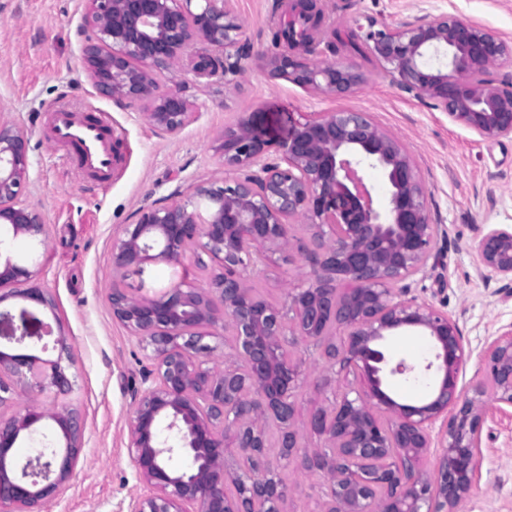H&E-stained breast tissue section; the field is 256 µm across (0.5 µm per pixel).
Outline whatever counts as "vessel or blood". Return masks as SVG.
<instances>
[{"label": "vessel or blood", "mask_w": 512, "mask_h": 512, "mask_svg": "<svg viewBox=\"0 0 512 512\" xmlns=\"http://www.w3.org/2000/svg\"><path fill=\"white\" fill-rule=\"evenodd\" d=\"M48 123L55 142L65 145L72 163L86 175L107 182L112 176V127L102 117L52 109Z\"/></svg>", "instance_id": "vessel-or-blood-1"}]
</instances>
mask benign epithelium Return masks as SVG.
I'll return each instance as SVG.
<instances>
[{"label": "benign epithelium", "mask_w": 512, "mask_h": 512, "mask_svg": "<svg viewBox=\"0 0 512 512\" xmlns=\"http://www.w3.org/2000/svg\"><path fill=\"white\" fill-rule=\"evenodd\" d=\"M231 0H89L80 29L84 69L99 93L120 106H140L159 134L178 135L198 119L181 90L162 92L183 55L204 54L200 68L224 58V73L254 59L274 80L317 96L343 98L363 82L355 65L336 58L330 40L287 52L242 42ZM298 12L319 29L317 0H297ZM357 37L380 71L400 90L484 141L512 136V41L455 13L409 17L395 27L370 16L354 20ZM224 174L189 185L161 204L143 207L112 241V273L145 261L213 271L202 288L183 280L143 299L130 289L109 294L112 317L140 339L152 369L144 372L129 422V448L142 491L117 512H258L265 502L281 512L288 484L274 463L297 466L327 480L318 512H457L477 486V448L484 398L512 407V324L483 355V378L464 389L466 360L457 324L436 307L409 296L407 280L441 262L434 250L428 194L412 157L367 112H312L288 139L272 144L242 118L224 130ZM30 139L0 120V236L42 241V214L22 196L29 182ZM388 182L385 207L373 205L364 170ZM313 229L311 268L288 289V311L256 299L246 272L268 253L292 248L291 224ZM470 249L489 276L512 293V225L491 224ZM37 272L0 252V303L20 297L53 307L43 289L28 288ZM230 327L234 340L224 368L210 365L208 339ZM418 331L430 338L434 371L428 396L400 403L385 386L414 371L381 350L389 336ZM66 349L63 335L23 309L19 321L0 312V340L19 347L47 338ZM300 342L324 347L360 379L333 405L316 409L308 429L323 442L303 444L297 392L301 363L288 349ZM28 390L65 394L72 381L61 359L0 351V403L25 372ZM45 414L35 408L0 415V512H44L67 482L82 450L84 421L74 408L53 415L64 452L21 463L13 449ZM443 421L438 438L431 426ZM436 448L435 468L422 461ZM235 494L227 493V486Z\"/></svg>", "instance_id": "7a95c632"}]
</instances>
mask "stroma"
I'll return each instance as SVG.
<instances>
[{
    "instance_id": "35a3bbf8",
    "label": "stroma",
    "mask_w": 512,
    "mask_h": 512,
    "mask_svg": "<svg viewBox=\"0 0 512 512\" xmlns=\"http://www.w3.org/2000/svg\"><path fill=\"white\" fill-rule=\"evenodd\" d=\"M87 6V0H0V117L29 134L31 166L23 201L38 209L46 223L45 244L21 235L9 241L6 251L37 270L38 284L53 297L54 308L38 306L34 312L45 321H59L69 346L64 357L36 346L32 354L61 358L73 383L66 395L16 393L0 411L12 414L34 406L45 414L19 443V456L31 448L63 446L51 418L61 407L78 409L84 419L74 474L47 512H115L118 503L129 502L140 491L128 425L147 360L138 338L112 317V240L142 207L221 175L219 139L244 117L252 119L265 139L279 142L307 113L363 111L403 143L427 189L430 218L438 227L436 248L444 255L443 263L415 276L411 293L456 322L468 353L461 385L480 375L486 345L512 323V295L486 280L468 245L481 225L512 224V137L488 142L455 126L443 113L393 86L366 51L348 45L338 55L356 65L363 83L342 99L318 97L271 79L252 60L245 61L240 77L201 75L193 68L195 54H186L176 80L161 79L160 88L183 86L200 117L177 137L162 136L138 108L117 105L92 86L81 60L80 28ZM290 6L291 0L231 2L244 39L263 46L270 45L272 29ZM321 6L328 39L347 37L354 17L361 14L393 26L424 9L478 20L512 39V0H321ZM60 103L79 114H109L117 150L111 182H90L70 166L66 148L51 142L46 113ZM291 231L289 262H270L248 275L250 287L280 308L287 304V286L310 274L303 249L313 243L312 230L299 221ZM180 277L178 268L145 262L127 272L122 284L150 298ZM383 349L392 360L415 367L410 375L391 380L393 397L401 402L425 398L432 380L425 369L432 353L429 338L402 332L388 337ZM294 355L302 363V413L329 404L333 389L358 383L354 374L325 358L319 345H299ZM478 460V484L458 512H512V410H500L491 399ZM279 474L291 488L285 512H314L325 492L322 481L292 465Z\"/></svg>"
}]
</instances>
